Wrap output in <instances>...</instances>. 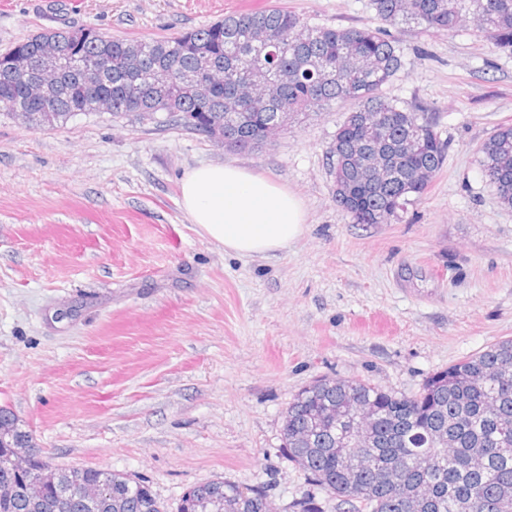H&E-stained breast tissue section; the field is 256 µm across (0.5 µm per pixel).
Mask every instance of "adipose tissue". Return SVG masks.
<instances>
[{"label":"adipose tissue","mask_w":512,"mask_h":512,"mask_svg":"<svg viewBox=\"0 0 512 512\" xmlns=\"http://www.w3.org/2000/svg\"><path fill=\"white\" fill-rule=\"evenodd\" d=\"M184 211L198 231L225 252L274 254L302 234L301 200L273 180L225 164L188 172L181 182Z\"/></svg>","instance_id":"ef3b65f1"}]
</instances>
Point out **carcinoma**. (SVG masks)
<instances>
[{"mask_svg":"<svg viewBox=\"0 0 512 512\" xmlns=\"http://www.w3.org/2000/svg\"><path fill=\"white\" fill-rule=\"evenodd\" d=\"M389 23L412 21L426 31H454L471 19L494 45L512 48V0H370ZM267 44L266 82L252 88L245 75L257 47ZM76 49L105 69L103 91L112 116L166 123L227 148L255 147L262 132L299 121L316 109L349 102L352 109L329 151L334 200L356 224H388L408 198L421 197L441 172L448 150L424 108H403L382 87L401 69L399 50L384 30L309 25L286 8L227 15L170 37L128 40L92 28L45 29L3 55L37 57L47 49ZM224 70V86L202 103L181 80L197 75L203 58ZM25 78L0 71V111L29 113L32 129L67 124L86 93L64 74L53 97L28 107ZM483 173L500 203L512 209V126H502L481 148ZM353 404L373 419L370 462L342 447L352 428L331 410ZM20 439L33 440L19 418L0 407V459ZM282 449L309 481L336 500V512H408L405 497L419 486L415 512H512V339L498 341L433 374L406 396L359 380L322 379L299 391L287 408ZM18 491L0 512H164L146 481L93 468L47 472L43 497L24 492L23 476L0 466V481ZM102 494L89 500L84 489ZM263 492L228 480L199 483L178 512H260ZM292 512H324L315 496L294 500Z\"/></svg>","mask_w":512,"mask_h":512,"instance_id":"cac0c4a2","label":"carcinoma"}]
</instances>
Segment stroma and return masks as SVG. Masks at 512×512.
<instances>
[{
    "label": "stroma",
    "mask_w": 512,
    "mask_h": 512,
    "mask_svg": "<svg viewBox=\"0 0 512 512\" xmlns=\"http://www.w3.org/2000/svg\"><path fill=\"white\" fill-rule=\"evenodd\" d=\"M272 6L382 26L399 47L382 94L426 107L449 150L391 223H353L333 199L328 150L347 102L245 150L105 112L54 130L0 114V406L54 466L143 479L166 512L220 477L277 512L305 493L331 512L281 448L295 394L330 377L411 396L512 338V209L479 153L512 125V52L481 29L386 26L370 0H0V52L44 29L150 39ZM203 164L295 193L302 235L274 256L225 253L180 203Z\"/></svg>",
    "instance_id": "stroma-1"
}]
</instances>
